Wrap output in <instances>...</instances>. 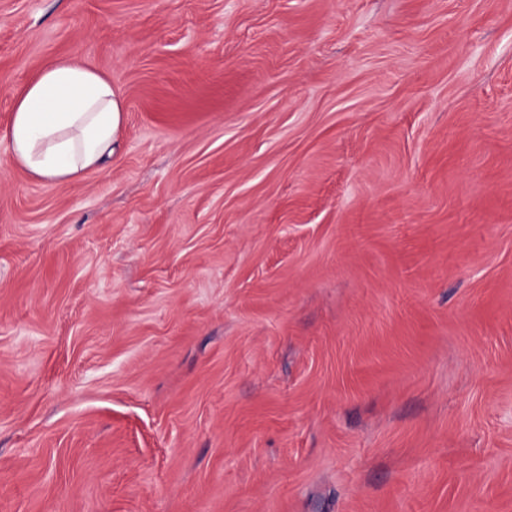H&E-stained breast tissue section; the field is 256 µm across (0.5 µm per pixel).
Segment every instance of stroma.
Returning a JSON list of instances; mask_svg holds the SVG:
<instances>
[{
	"instance_id": "1",
	"label": "stroma",
	"mask_w": 512,
	"mask_h": 512,
	"mask_svg": "<svg viewBox=\"0 0 512 512\" xmlns=\"http://www.w3.org/2000/svg\"><path fill=\"white\" fill-rule=\"evenodd\" d=\"M0 512H512V0H0ZM11 112V160L36 179L60 182L103 169L121 138L126 109L109 77L61 59L26 85Z\"/></svg>"
}]
</instances>
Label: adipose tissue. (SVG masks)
Instances as JSON below:
<instances>
[{
  "label": "adipose tissue",
  "mask_w": 512,
  "mask_h": 512,
  "mask_svg": "<svg viewBox=\"0 0 512 512\" xmlns=\"http://www.w3.org/2000/svg\"><path fill=\"white\" fill-rule=\"evenodd\" d=\"M125 112L109 77L90 65L58 60L13 103L10 158L32 177L51 182L102 169L121 138Z\"/></svg>",
  "instance_id": "ef3b65f1"
}]
</instances>
